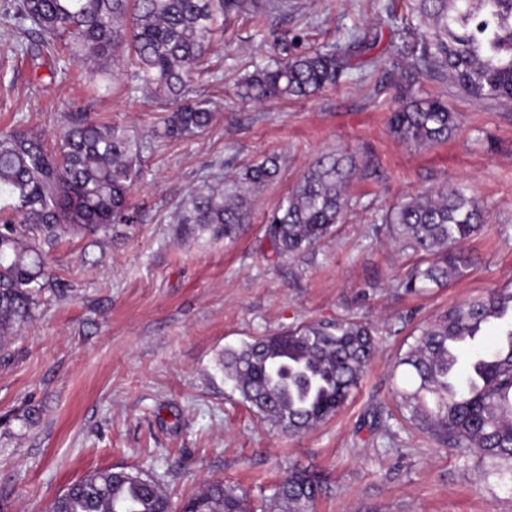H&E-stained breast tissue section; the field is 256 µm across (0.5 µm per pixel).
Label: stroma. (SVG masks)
<instances>
[{
  "label": "stroma",
  "instance_id": "stroma-1",
  "mask_svg": "<svg viewBox=\"0 0 512 512\" xmlns=\"http://www.w3.org/2000/svg\"><path fill=\"white\" fill-rule=\"evenodd\" d=\"M413 0H288L263 24L234 18L189 85L216 116L204 132L144 152L130 197L138 224L65 234L44 255L51 284L27 322L0 347V512H45L68 485L104 468L160 475L173 501L221 480L261 502L290 468L319 476L315 512H512V484L486 480L474 459L407 429L373 428L392 407L391 373L418 324L512 282V102H476L453 83L425 80L423 96L447 101L459 127L433 146L391 134L404 85L395 47ZM369 25L377 40L357 70L306 98L262 105L239 99L252 61L282 44L299 53ZM0 22V130L17 126L54 145L74 113L150 138L162 106L129 90L115 69L108 92L82 66L52 76L48 61L14 53ZM351 153V206L335 232L298 257H273L268 213L321 153ZM275 154L277 181L256 195L233 241L183 237V200ZM451 183L471 187L484 228L465 249L470 274L420 294L398 289L418 257L381 222L406 196ZM355 313L378 323L377 354L332 419L295 436L261 420L225 383V348L303 321Z\"/></svg>",
  "mask_w": 512,
  "mask_h": 512
}]
</instances>
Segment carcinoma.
<instances>
[{"label":"carcinoma","instance_id":"obj_1","mask_svg":"<svg viewBox=\"0 0 512 512\" xmlns=\"http://www.w3.org/2000/svg\"><path fill=\"white\" fill-rule=\"evenodd\" d=\"M408 29L401 103L389 124L398 140L430 146L457 128L438 98L419 97L422 78L451 80L476 100H512V0H414ZM265 0H7L3 18L30 41L32 57L54 64L81 61L90 79L104 78L125 57L140 91L175 108L148 141L120 124L76 114L50 151L41 136L0 131V344L15 334L46 284L41 245L65 232H95L139 220L129 198L141 175L140 157L171 139L206 130L215 110L189 99V74L209 52L224 19L264 15ZM375 43L368 31L342 44L281 55L254 64L240 95L263 103L307 97L337 84ZM356 171L348 153H325L268 214L264 236L276 257L313 250L336 231ZM280 160L268 156L224 180L192 192L176 223L186 235L235 239L249 223L251 194L277 179ZM389 234L424 259L400 281L418 294L466 277L474 261L464 245L483 228V211L468 188L450 185L410 195L381 216ZM493 329L497 343L460 363V350ZM376 324L351 316L301 323L224 350V379L261 418L292 435L333 417L356 390L376 350ZM397 365L392 392L411 428L440 446L474 454L486 479L512 482V285L454 305L417 328ZM321 491L313 474L294 468L256 508L251 496L216 480L181 504V512H313ZM51 512H173L160 477L143 469L106 468L72 483Z\"/></svg>","mask_w":512,"mask_h":512}]
</instances>
